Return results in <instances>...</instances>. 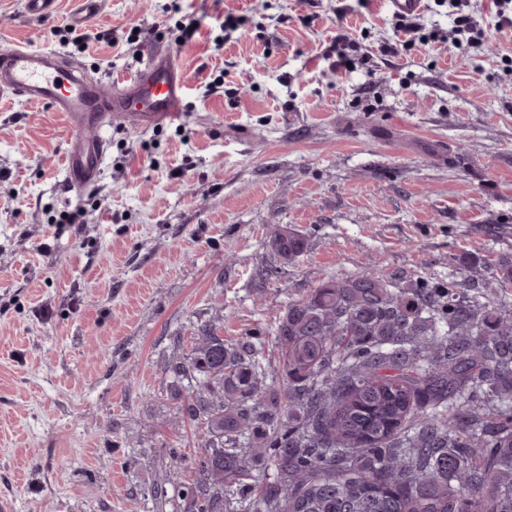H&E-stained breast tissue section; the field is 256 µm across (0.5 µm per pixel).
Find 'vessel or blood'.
Wrapping results in <instances>:
<instances>
[{
	"label": "vessel or blood",
	"mask_w": 512,
	"mask_h": 512,
	"mask_svg": "<svg viewBox=\"0 0 512 512\" xmlns=\"http://www.w3.org/2000/svg\"><path fill=\"white\" fill-rule=\"evenodd\" d=\"M103 0H77L73 26L82 27L102 10ZM12 95L62 113L76 128L67 141L64 181L68 190L94 189L102 176L111 122L140 127L180 122L187 87L172 55L151 49L132 76L110 88L92 82L56 51L35 52L17 45L0 54V95Z\"/></svg>",
	"instance_id": "b4317fda"
}]
</instances>
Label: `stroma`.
I'll use <instances>...</instances> for the list:
<instances>
[{"mask_svg":"<svg viewBox=\"0 0 512 512\" xmlns=\"http://www.w3.org/2000/svg\"><path fill=\"white\" fill-rule=\"evenodd\" d=\"M74 7L45 22L0 0V49L56 50L108 80L165 47L187 117L112 124L99 186L76 195L71 123L0 99V503L187 512L204 437L167 366L197 324L228 342L259 330L273 362L280 311L327 278L512 265V40L455 48L447 7L425 0L438 40L337 72L322 55L337 8L374 48L394 36L384 0H105L83 47L60 33ZM73 209L83 223L55 235ZM282 228L307 240L290 261L271 248Z\"/></svg>","mask_w":512,"mask_h":512,"instance_id":"obj_1","label":"stroma"}]
</instances>
